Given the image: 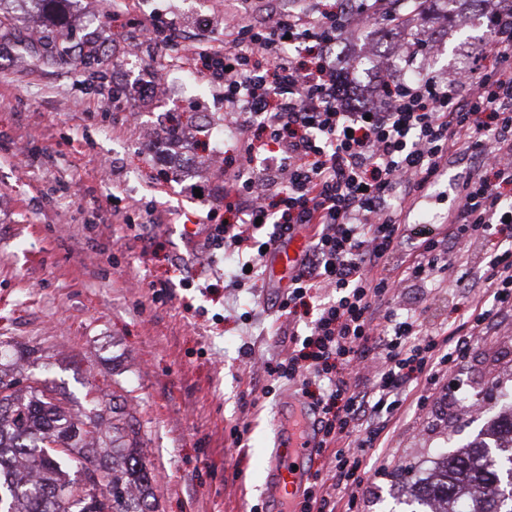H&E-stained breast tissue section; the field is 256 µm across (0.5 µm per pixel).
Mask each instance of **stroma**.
I'll list each match as a JSON object with an SVG mask.
<instances>
[{"instance_id": "1", "label": "stroma", "mask_w": 512, "mask_h": 512, "mask_svg": "<svg viewBox=\"0 0 512 512\" xmlns=\"http://www.w3.org/2000/svg\"><path fill=\"white\" fill-rule=\"evenodd\" d=\"M203 0H64L62 17L43 0H0V341L9 342L11 376L35 379L48 394L84 414L121 406L124 440L137 441L152 471L157 512H282L263 485L275 420L300 383L263 395L265 366L286 357L279 289L235 286L231 260L212 259L201 239L185 237L188 219L224 202V173L209 150L236 154L224 127V92L177 45L129 44L142 25L159 22L224 36V3L212 25L197 29ZM412 31L434 43L430 56L403 59L415 79L451 73L469 43L489 41L472 12L412 17ZM64 32L69 58L45 45ZM404 33L379 23L342 41L337 53L386 62ZM83 56L75 65L73 56ZM179 80L174 97L150 92L161 69ZM124 89L113 98V87ZM175 112L196 116L191 139L146 145L144 133L166 127ZM475 171L469 155L448 156L431 197L405 215L439 226L458 200L454 186ZM110 236H100L101 220ZM152 227L143 250L134 227ZM469 261L449 252L452 278L432 290L422 318L445 334L465 320L470 294L456 277L477 280L482 247ZM166 282L174 298L153 303ZM423 405L414 401L385 431L389 461L376 463L374 484L358 492L357 512H403L408 487L444 455L477 437L512 402V313L502 312L472 336L457 366L437 380ZM249 424L243 441L233 430Z\"/></svg>"}]
</instances>
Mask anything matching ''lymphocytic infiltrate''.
Segmentation results:
<instances>
[{"mask_svg":"<svg viewBox=\"0 0 512 512\" xmlns=\"http://www.w3.org/2000/svg\"><path fill=\"white\" fill-rule=\"evenodd\" d=\"M491 47L452 76L415 81L366 69L375 85L357 87L352 67L337 69L330 50L351 21L320 0L280 13L274 23L242 21L230 46L192 42L187 51L224 88L227 116H243L238 158L226 161L223 223L211 210L195 219L212 256L238 257L236 281L258 282L266 249L296 237L306 248L279 300L281 312L335 288L317 306L307 333L291 329L287 357L268 362L270 382L310 373L325 384L335 414L319 409V452L333 459L332 478L312 473L294 512H354L367 464L408 396L451 371L468 338L512 310V0H488ZM479 161L457 184L461 199L442 228L411 241L409 278L434 283L451 246L490 235L484 294L466 321L452 324L454 344L424 328L417 309L394 313L390 260L410 241L405 204L434 192L451 152ZM372 367L369 385L357 382Z\"/></svg>","mask_w":512,"mask_h":512,"instance_id":"1","label":"lymphocytic infiltrate"}]
</instances>
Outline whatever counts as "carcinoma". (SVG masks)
Instances as JSON below:
<instances>
[{
  "label": "carcinoma",
  "instance_id": "carcinoma-1",
  "mask_svg": "<svg viewBox=\"0 0 512 512\" xmlns=\"http://www.w3.org/2000/svg\"><path fill=\"white\" fill-rule=\"evenodd\" d=\"M0 367V512H155L150 469L136 448L71 458L100 439L104 410L74 415L30 384L18 387ZM484 443L445 456L416 487L410 512H512V412ZM112 486L86 497L93 476Z\"/></svg>",
  "mask_w": 512,
  "mask_h": 512
}]
</instances>
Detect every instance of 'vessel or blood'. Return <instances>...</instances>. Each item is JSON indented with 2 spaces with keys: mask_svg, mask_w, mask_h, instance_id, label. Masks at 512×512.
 Wrapping results in <instances>:
<instances>
[{
  "mask_svg": "<svg viewBox=\"0 0 512 512\" xmlns=\"http://www.w3.org/2000/svg\"><path fill=\"white\" fill-rule=\"evenodd\" d=\"M304 247L303 240L296 239L275 247L271 252L269 280L280 285L288 279V269ZM285 413L277 418V433L274 449L268 460L266 495L283 503L296 500L305 486L309 473L302 469V460L310 457L320 440L314 419H307L302 430H294L291 417L303 414V407L295 398H288Z\"/></svg>",
  "mask_w": 512,
  "mask_h": 512,
  "instance_id": "1",
  "label": "vessel or blood"
}]
</instances>
